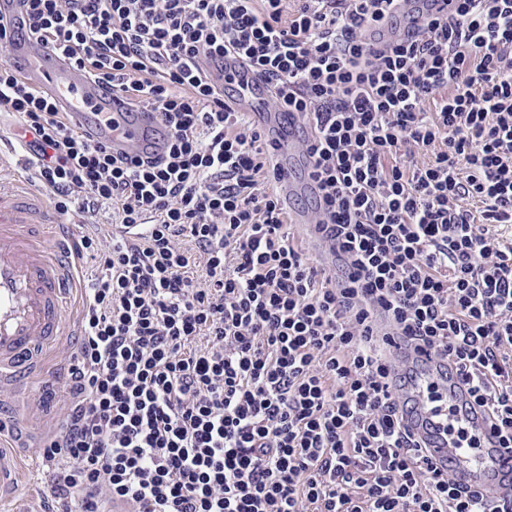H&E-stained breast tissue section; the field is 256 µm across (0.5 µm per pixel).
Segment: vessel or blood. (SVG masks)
<instances>
[{"label":"vessel or blood","instance_id":"vessel-or-blood-1","mask_svg":"<svg viewBox=\"0 0 512 512\" xmlns=\"http://www.w3.org/2000/svg\"><path fill=\"white\" fill-rule=\"evenodd\" d=\"M12 63L47 90L92 142L131 155L166 150L169 132L158 113L129 110L119 95L86 79L58 54L25 39L14 42ZM224 71L239 87L236 109L248 113L276 148L281 195L312 188V181L296 176L297 166L307 162L299 120L271 107L263 82L238 60H226ZM49 228L61 236L69 232L40 195L23 187L0 192V393L25 394L76 317L66 296L79 288V261L74 252L44 243ZM413 359L411 383L399 394L402 422L423 442L430 464L449 473L458 486L512 496V448L502 447L485 411L453 369L424 355ZM459 414L479 431L480 448L460 447L448 430Z\"/></svg>","mask_w":512,"mask_h":512}]
</instances>
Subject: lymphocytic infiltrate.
I'll use <instances>...</instances> for the list:
<instances>
[{
  "instance_id": "f902f5d3",
  "label": "lymphocytic infiltrate",
  "mask_w": 512,
  "mask_h": 512,
  "mask_svg": "<svg viewBox=\"0 0 512 512\" xmlns=\"http://www.w3.org/2000/svg\"><path fill=\"white\" fill-rule=\"evenodd\" d=\"M25 0L27 34L171 131L114 155L0 64V110L58 213L136 243L95 262L66 403L38 455L52 512H512L458 488L403 427L394 339L454 366L512 448V0ZM408 28L373 45L369 31ZM239 58L309 126L297 239L266 135L213 68ZM308 217L306 214H302L300 212L292 213V224H305L310 225L309 228V237L310 241L316 246L317 252L327 261L334 260V252L333 245L331 243L325 242L319 238V234L316 233L313 224H308Z\"/></svg>"
}]
</instances>
